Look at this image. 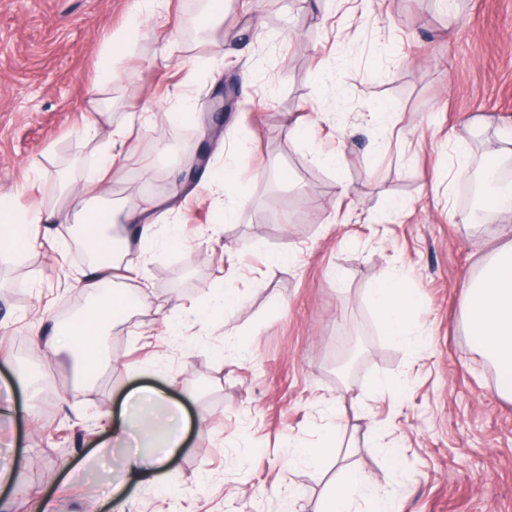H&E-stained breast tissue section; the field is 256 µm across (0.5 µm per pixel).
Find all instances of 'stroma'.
<instances>
[{"label": "stroma", "mask_w": 512, "mask_h": 512, "mask_svg": "<svg viewBox=\"0 0 512 512\" xmlns=\"http://www.w3.org/2000/svg\"><path fill=\"white\" fill-rule=\"evenodd\" d=\"M132 2L0 0V197L14 211L54 209L58 186L107 157L117 176L103 203L117 211L168 197L182 176V241L152 246L124 281L146 305L101 336L107 365L79 395L70 361L31 339L84 303V264L71 246L0 259V389L26 381L0 418L12 476L0 512L45 500L54 512H316L349 471L386 484L398 512H512V401L463 320L464 285L502 246L506 219L462 222L468 180L448 178L454 136L478 171L512 133V0H269L254 12L234 0L216 20L196 16L194 44L190 0H169L119 66L132 79L103 82L104 45ZM226 80L237 103L214 138L207 99ZM98 110L111 123L84 135ZM124 124L125 146L105 152ZM228 164L245 201L233 224L203 186ZM388 272L421 300L422 347L385 336L366 300ZM218 283L236 293L220 313ZM350 335L363 345L344 379L334 364ZM380 379L404 393L374 395ZM138 385L185 404L186 444L168 471L175 494L148 478L119 499L88 473L117 468L108 423ZM337 425L321 472L288 463L289 444ZM380 440L399 449L396 466Z\"/></svg>", "instance_id": "stroma-1"}]
</instances>
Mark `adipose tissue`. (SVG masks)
Here are the masks:
<instances>
[{
  "mask_svg": "<svg viewBox=\"0 0 512 512\" xmlns=\"http://www.w3.org/2000/svg\"><path fill=\"white\" fill-rule=\"evenodd\" d=\"M135 2L137 12L129 16L123 29L108 43V59L133 50L141 34L143 15L160 11L165 0ZM163 207V201L149 199L142 206L118 213L90 206L85 191L73 188L66 192L62 206L48 213L21 215L9 209L0 211V253L4 255L32 246L36 241L33 229L43 224L55 225L54 244L60 249L65 247L73 228L93 234L107 227L114 230L106 258L90 264L81 279L83 290L94 299L93 305L71 322L56 326L52 336L33 337L34 344L45 343L51 351L71 353L78 366L79 386L91 384L101 367L98 339L103 328L145 303L140 293L133 299H124L115 286V271L122 269L128 277H137L139 261L133 257L132 247L158 240L161 226L169 228V243L179 239L178 228L168 225ZM367 300L376 310L385 335L397 342H407L411 334L410 313L419 304L415 291L404 288L398 279L384 276L369 289ZM465 318L468 333L498 371L499 393L512 398V243L483 262L467 288ZM141 415L158 422L160 438L148 451L125 457L120 473L111 481L116 496L146 477H163L170 459L184 446L181 405L166 393L147 388L127 395L124 411L113 428L115 443H123L133 430L134 418ZM324 512H393V500L376 481L355 472L337 489Z\"/></svg>",
  "mask_w": 512,
  "mask_h": 512,
  "instance_id": "obj_1",
  "label": "adipose tissue"
}]
</instances>
